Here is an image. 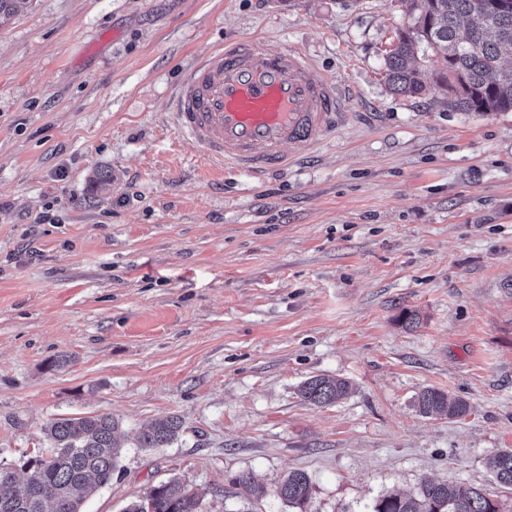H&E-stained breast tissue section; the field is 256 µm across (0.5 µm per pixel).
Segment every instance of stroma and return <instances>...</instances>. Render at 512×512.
<instances>
[{
  "label": "stroma",
  "instance_id": "1",
  "mask_svg": "<svg viewBox=\"0 0 512 512\" xmlns=\"http://www.w3.org/2000/svg\"><path fill=\"white\" fill-rule=\"evenodd\" d=\"M408 9L29 0L0 26V463L42 454L52 420L109 414L126 441L84 512L172 478L201 512H372L428 479L512 512L486 465L512 449V112L393 93ZM242 36L344 95L335 132L262 180L213 168L170 116L178 78ZM323 374L350 395L303 402ZM427 386L467 415H419ZM166 416L178 438L139 448ZM293 470L302 508L273 494Z\"/></svg>",
  "mask_w": 512,
  "mask_h": 512
}]
</instances>
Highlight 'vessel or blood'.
Segmentation results:
<instances>
[{"label":"vessel or blood","instance_id":"obj_1","mask_svg":"<svg viewBox=\"0 0 512 512\" xmlns=\"http://www.w3.org/2000/svg\"><path fill=\"white\" fill-rule=\"evenodd\" d=\"M313 72L295 50L252 38L224 43L178 80L174 124L211 162L261 177L287 164L288 146L320 144L343 110L335 83Z\"/></svg>","mask_w":512,"mask_h":512}]
</instances>
